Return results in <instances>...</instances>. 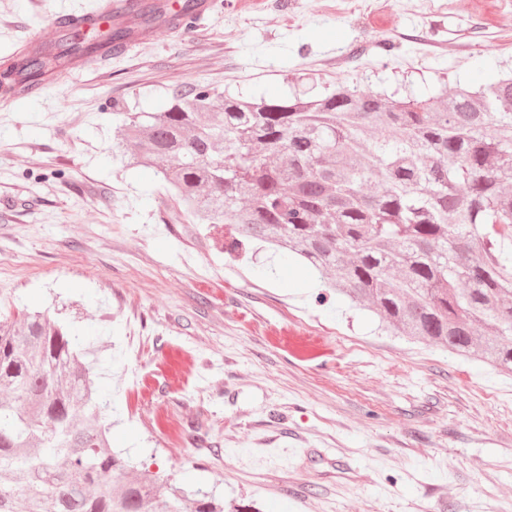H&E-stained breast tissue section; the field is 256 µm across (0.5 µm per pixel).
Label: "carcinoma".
Returning a JSON list of instances; mask_svg holds the SVG:
<instances>
[{
	"instance_id": "cac0c4a2",
	"label": "carcinoma",
	"mask_w": 512,
	"mask_h": 512,
	"mask_svg": "<svg viewBox=\"0 0 512 512\" xmlns=\"http://www.w3.org/2000/svg\"><path fill=\"white\" fill-rule=\"evenodd\" d=\"M99 41L63 23L51 48L0 62L14 97L45 73L163 22L141 2ZM124 165L156 169L186 212L304 261L381 328L512 374V77L388 99L340 85L315 100L242 101L203 85L121 112ZM76 339L36 312L0 319V512H223L156 482L109 441L113 410Z\"/></svg>"
}]
</instances>
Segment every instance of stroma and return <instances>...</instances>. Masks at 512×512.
<instances>
[{
  "label": "stroma",
  "mask_w": 512,
  "mask_h": 512,
  "mask_svg": "<svg viewBox=\"0 0 512 512\" xmlns=\"http://www.w3.org/2000/svg\"><path fill=\"white\" fill-rule=\"evenodd\" d=\"M221 0L35 95L0 97V313L49 311L103 359L111 443L232 512H512V375L317 304V276L222 249L154 170L108 154L115 111L175 87L401 98L512 73V0ZM97 0H0V57ZM348 56L340 69L327 60Z\"/></svg>",
  "instance_id": "1"
}]
</instances>
